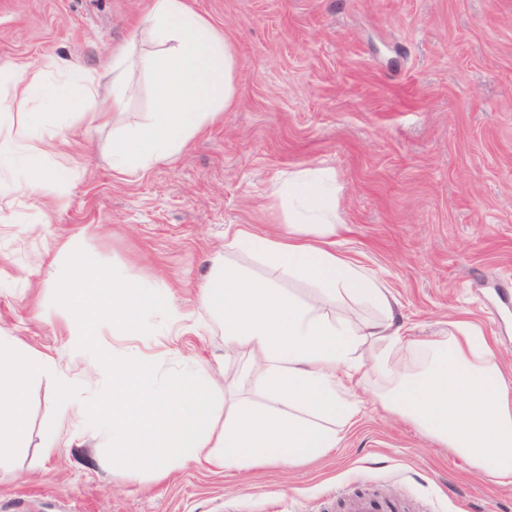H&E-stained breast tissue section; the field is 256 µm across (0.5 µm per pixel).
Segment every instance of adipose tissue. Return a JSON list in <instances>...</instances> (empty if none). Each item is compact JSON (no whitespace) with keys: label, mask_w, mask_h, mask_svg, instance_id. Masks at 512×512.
<instances>
[{"label":"adipose tissue","mask_w":512,"mask_h":512,"mask_svg":"<svg viewBox=\"0 0 512 512\" xmlns=\"http://www.w3.org/2000/svg\"><path fill=\"white\" fill-rule=\"evenodd\" d=\"M147 23L152 50L137 54L126 47L113 54L112 107L96 112L104 122L121 110L132 71L153 75L157 106L149 123L112 138V169L120 175L172 159L237 96L236 46L209 19L185 0H151ZM0 77L9 82L21 114L17 125L0 129V160L26 163L21 186L29 196L64 193L71 170L35 163L33 141L41 126L35 108L85 111L98 94L100 76L35 84L26 81L22 65L10 63L0 65ZM338 191L329 171L294 173L270 191L287 234L270 236L244 224L224 230L226 248L258 257L273 273L263 281L219 260L201 287L202 305L223 318L227 354L245 362L248 395L219 403L200 367L165 380L151 357L100 352L90 361L91 369L107 372L111 385L84 409L111 426L118 463L162 475L188 466L229 471L307 465L336 447L360 413L343 389L375 373L387 384L384 409L400 413L477 471L512 485V385L491 342L467 329L445 340L407 339L388 290L336 249ZM74 264L77 274L59 288L58 298L80 302L76 318L84 340L105 321L128 335H145L156 289L114 276L89 253L75 255ZM292 279L317 288L315 302L284 290L283 282ZM344 298L377 307L379 317L354 325L332 316L329 306ZM405 348L420 354L419 370L400 365ZM54 368L51 360L0 336V462L14 455L26 434L31 381Z\"/></svg>","instance_id":"adipose-tissue-1"}]
</instances>
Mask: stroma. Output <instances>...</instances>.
I'll list each match as a JSON object with an SVG mask.
<instances>
[{"label":"stroma","instance_id":"obj_1","mask_svg":"<svg viewBox=\"0 0 512 512\" xmlns=\"http://www.w3.org/2000/svg\"><path fill=\"white\" fill-rule=\"evenodd\" d=\"M238 48V95L172 161L132 176L112 170V136L147 123L152 79L129 78L114 122L44 110L40 165L74 173L65 198L21 194L23 171L0 163V333L55 361L27 394V432L0 464V512H347L368 493L398 512H512V486L383 410V383L354 386L361 406L333 451L304 467L217 472L188 467L156 478L113 462L112 433L66 408L59 374L82 398L109 387L86 369L97 351L134 349L163 372L195 364L237 391L241 363L199 302L217 252L259 278L266 267L224 249V229L287 230L273 183L325 167L341 191L337 249L396 300L410 338L444 339L470 325L495 344L512 382V0H187ZM149 0H0V62L33 81L104 72L134 40ZM67 70L48 68V61ZM168 297L146 315L152 333L102 325L79 343L57 290L71 256ZM60 447L45 455L50 438Z\"/></svg>","mask_w":512,"mask_h":512}]
</instances>
